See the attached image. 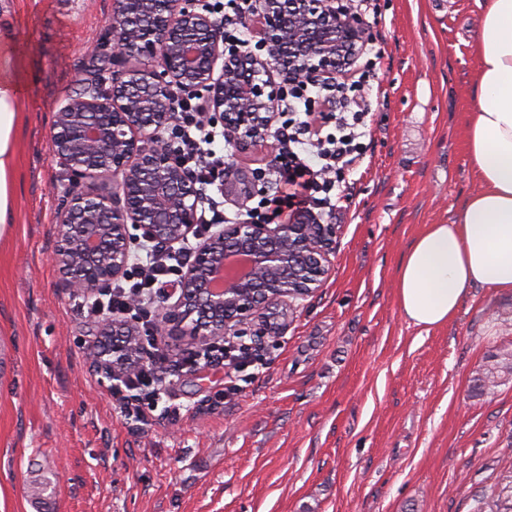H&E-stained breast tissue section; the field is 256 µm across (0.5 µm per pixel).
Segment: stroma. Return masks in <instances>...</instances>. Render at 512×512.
<instances>
[{"label":"stroma","mask_w":512,"mask_h":512,"mask_svg":"<svg viewBox=\"0 0 512 512\" xmlns=\"http://www.w3.org/2000/svg\"><path fill=\"white\" fill-rule=\"evenodd\" d=\"M113 0H0L26 67L16 222L0 238V512H473L512 469V379L476 394L490 354L512 351V293L472 288L457 317L410 325L395 270L428 224L476 187L465 146L471 44L486 0H379L373 112L362 165L330 223L321 288L285 336L243 344L262 366L169 370L183 342L140 328L171 416L125 417L87 349L94 319L61 293L50 255L67 181L51 142L60 102L107 68ZM264 148L237 164L254 194L202 189L235 222L272 193ZM239 392L224 398L227 382Z\"/></svg>","instance_id":"obj_1"}]
</instances>
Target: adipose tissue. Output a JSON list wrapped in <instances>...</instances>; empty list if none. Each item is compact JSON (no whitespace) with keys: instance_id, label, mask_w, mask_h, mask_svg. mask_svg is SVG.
Returning <instances> with one entry per match:
<instances>
[{"instance_id":"obj_1","label":"adipose tissue","mask_w":512,"mask_h":512,"mask_svg":"<svg viewBox=\"0 0 512 512\" xmlns=\"http://www.w3.org/2000/svg\"><path fill=\"white\" fill-rule=\"evenodd\" d=\"M473 50L466 139L478 188L456 223L412 239L396 272L401 312L426 329L452 321L471 288L512 292V0H487ZM21 81L13 29L0 25V236L14 222Z\"/></svg>"}]
</instances>
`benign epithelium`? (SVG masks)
Returning <instances> with one entry per match:
<instances>
[{
    "mask_svg": "<svg viewBox=\"0 0 512 512\" xmlns=\"http://www.w3.org/2000/svg\"><path fill=\"white\" fill-rule=\"evenodd\" d=\"M253 33L265 55L224 42L205 0H113V50L123 70L81 78L55 113L51 139L69 173L57 208L51 261L69 295L104 288L125 274L130 228L171 247L197 235L200 189L177 159L178 103L201 99L234 153L267 142L279 99L298 80L336 82L370 40L349 0H256ZM136 63H130V60ZM338 227L304 212L286 224L233 223L200 238L154 321L160 338L203 343L288 331V310L322 286ZM92 361L110 378L141 359L125 340L135 320L101 315Z\"/></svg>",
    "mask_w": 512,
    "mask_h": 512,
    "instance_id": "obj_1",
    "label": "benign epithelium"
}]
</instances>
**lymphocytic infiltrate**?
Segmentation results:
<instances>
[{
    "mask_svg": "<svg viewBox=\"0 0 512 512\" xmlns=\"http://www.w3.org/2000/svg\"><path fill=\"white\" fill-rule=\"evenodd\" d=\"M254 0H224V35L229 46L247 50L252 38L245 24ZM367 72L351 73L349 81L289 85L279 111L284 119L275 131V162L267 176L274 180L275 190L264 202L258 222L270 224L286 221L295 213L313 211L330 214L335 207V174L354 170L363 160V140L370 133L368 117L372 110ZM326 105L336 112L335 133L323 134L317 126L316 105ZM181 124L177 147L184 167L197 183L213 185L217 174L224 171V158L212 148L217 133L204 120L199 104L186 102L178 107ZM143 257L135 259L127 278L113 283L105 294L85 296L89 315L105 312L126 315L133 299L150 302L166 283L191 259L190 248L179 254L157 245H144ZM241 372L254 366L256 357L248 347L227 338L221 348L202 346L187 349L178 368L204 367L214 362ZM112 395L122 401L130 417L145 423L157 411L161 388L152 369L128 372L112 385Z\"/></svg>",
    "mask_w": 512,
    "mask_h": 512,
    "instance_id": "f902f5d3",
    "label": "lymphocytic infiltrate"
}]
</instances>
